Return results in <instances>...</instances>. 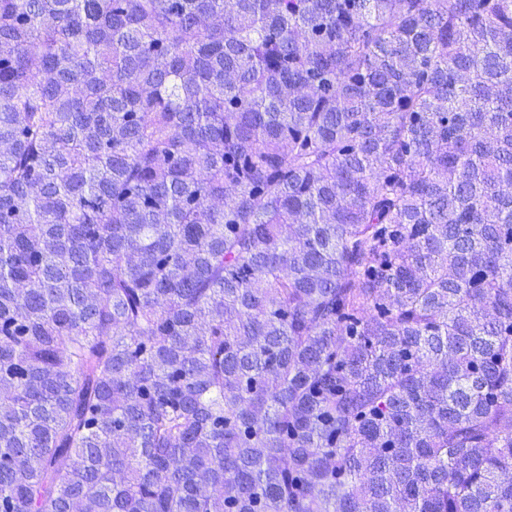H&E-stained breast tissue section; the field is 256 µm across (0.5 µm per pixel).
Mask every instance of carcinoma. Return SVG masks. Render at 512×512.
I'll return each instance as SVG.
<instances>
[{
    "label": "carcinoma",
    "instance_id": "cac0c4a2",
    "mask_svg": "<svg viewBox=\"0 0 512 512\" xmlns=\"http://www.w3.org/2000/svg\"><path fill=\"white\" fill-rule=\"evenodd\" d=\"M512 0H0V512H512Z\"/></svg>",
    "mask_w": 512,
    "mask_h": 512
}]
</instances>
